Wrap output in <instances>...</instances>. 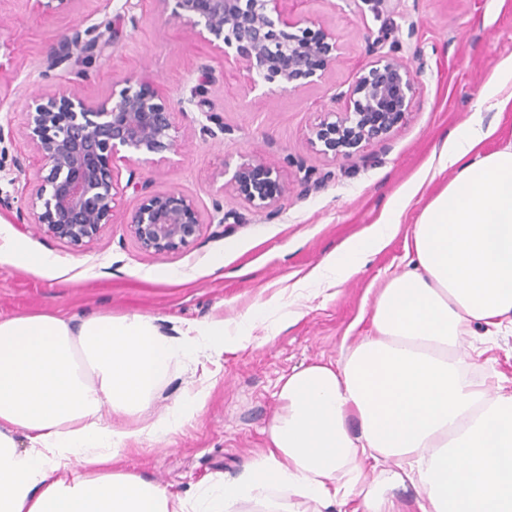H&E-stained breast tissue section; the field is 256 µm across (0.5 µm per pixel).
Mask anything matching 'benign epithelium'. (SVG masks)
<instances>
[{
    "instance_id": "benign-epithelium-1",
    "label": "benign epithelium",
    "mask_w": 512,
    "mask_h": 512,
    "mask_svg": "<svg viewBox=\"0 0 512 512\" xmlns=\"http://www.w3.org/2000/svg\"><path fill=\"white\" fill-rule=\"evenodd\" d=\"M171 15L213 47L233 57V62L255 70L264 81H278L283 89L295 90L313 78H322L336 62V33L301 27L305 18L288 16L285 0H158ZM109 22L93 28L71 29L47 58V66L76 65L104 57L112 48L105 29ZM297 32L291 33L289 29ZM397 47L379 56L363 70L348 90V109L330 112L313 130L312 142L332 157L355 158L363 146L384 141L411 111L417 93V73L397 55ZM191 87L181 97L178 109L202 105L206 83ZM200 126L203 137L224 132V121L205 113ZM27 138L35 148L39 168L32 200L41 212H18L35 228L73 248H80L113 223L114 160L154 163L177 148L173 135V109L159 93L128 77L112 96L97 100L77 90L54 95H36L26 112ZM125 188L144 195L125 225L146 251L178 250L197 237L201 216L194 201L177 190L147 192L135 170H129ZM250 207L272 217L289 185L278 168L260 155L239 164L224 182Z\"/></svg>"
}]
</instances>
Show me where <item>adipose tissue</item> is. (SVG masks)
<instances>
[{"label": "adipose tissue", "instance_id": "adipose-tissue-1", "mask_svg": "<svg viewBox=\"0 0 512 512\" xmlns=\"http://www.w3.org/2000/svg\"><path fill=\"white\" fill-rule=\"evenodd\" d=\"M512 64L437 157L454 176L420 211L406 269L374 302L371 331L337 359L281 376L266 446L240 476L187 500L122 468L131 444L194 418L199 384L152 421L141 414L200 357L244 347L249 324L164 333L154 317L33 312L0 318V512H512V391L469 372L465 337L512 326V140L483 113L512 108ZM401 209L345 243L306 277L330 288L383 249Z\"/></svg>", "mask_w": 512, "mask_h": 512}]
</instances>
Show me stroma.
<instances>
[{"label": "stroma", "mask_w": 512, "mask_h": 512, "mask_svg": "<svg viewBox=\"0 0 512 512\" xmlns=\"http://www.w3.org/2000/svg\"><path fill=\"white\" fill-rule=\"evenodd\" d=\"M288 10L340 39L338 58L324 77L294 91L255 82L155 0H61L48 10L35 0H0V17L7 21L0 29V195L12 201L0 210V235L54 259L53 268L34 272L0 253V317L109 311L154 317L171 334L217 319L232 329L263 305L278 308L254 320L245 347L201 357L196 373H177L144 412L156 418L200 378L210 384L201 413L166 440L143 442L125 458L126 470L184 499L234 479L264 448L262 430L277 408L281 375L303 363L336 359L370 331L372 304L404 268L417 215L450 173L409 203L397 235L359 273L318 294L302 287L301 279L375 224L425 175L448 134L468 122L500 66L512 62V0H288ZM106 20L112 24L106 57L81 68L47 69L46 56L61 35ZM384 26L396 30L399 57L420 71L414 107L386 141L367 144L360 157L326 156L311 146V130L327 112L345 111L348 88L389 52V43L379 40ZM206 67L217 81L209 85L203 107L174 114L188 147L139 169L149 192L175 189L195 202L204 224L193 241L172 252L141 248L124 224L142 198L126 189L130 165L122 160L114 164V222L81 250L18 220L16 208L38 169L25 128L33 95L75 88L105 98L132 76L151 82L173 105ZM209 111L224 121L225 133L216 140L196 136ZM256 152L290 185L273 218L223 189L225 168ZM305 176L313 189L303 190ZM218 203L225 216L220 224L210 220ZM218 255L224 269L216 273L212 260ZM167 271L174 272V281L164 280ZM472 342L481 351L484 373L497 374L512 390V331Z\"/></svg>", "instance_id": "obj_1"}]
</instances>
